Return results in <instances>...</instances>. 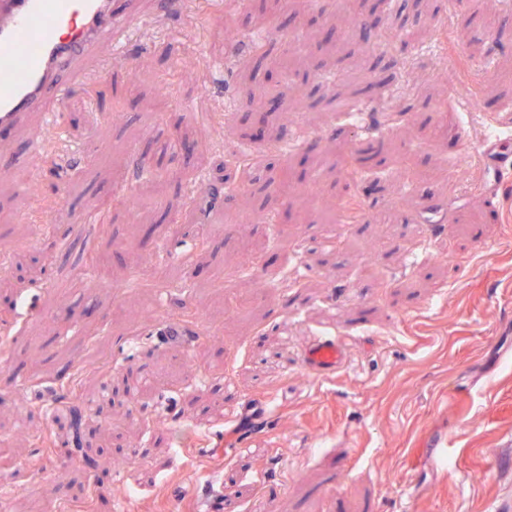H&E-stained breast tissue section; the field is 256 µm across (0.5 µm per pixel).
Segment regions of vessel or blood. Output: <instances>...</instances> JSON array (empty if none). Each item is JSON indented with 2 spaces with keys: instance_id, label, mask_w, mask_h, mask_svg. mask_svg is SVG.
<instances>
[{
  "instance_id": "obj_1",
  "label": "vessel or blood",
  "mask_w": 512,
  "mask_h": 512,
  "mask_svg": "<svg viewBox=\"0 0 512 512\" xmlns=\"http://www.w3.org/2000/svg\"><path fill=\"white\" fill-rule=\"evenodd\" d=\"M113 6L114 0H0V127L32 116L50 126L52 106L65 90L61 74L91 58L100 41L145 26L139 17L116 19ZM344 360L340 337L316 336L301 364L323 379Z\"/></svg>"
}]
</instances>
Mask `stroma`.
Returning a JSON list of instances; mask_svg holds the SVG:
<instances>
[{"mask_svg": "<svg viewBox=\"0 0 512 512\" xmlns=\"http://www.w3.org/2000/svg\"><path fill=\"white\" fill-rule=\"evenodd\" d=\"M116 0L147 18L117 53L101 43L86 86L70 88L47 146L34 125L0 130V159L40 171L38 192L0 174V480L9 512H494L512 502V184L491 189L484 125L458 122L459 74L436 62L441 29L489 67L478 89L512 131V0H390L378 48L345 10L302 0ZM238 34L223 72L207 61ZM273 42L253 75L257 36ZM122 119H113V100ZM369 104L363 120L346 115ZM194 156L172 153L177 133ZM369 148L378 174L351 177ZM253 155L246 188L213 202L211 159ZM146 155L169 182L155 203ZM310 192L284 194L283 179ZM139 194L135 207L119 201ZM395 223L374 218L401 194ZM361 222L332 228L345 200ZM89 235H81L84 226ZM378 243L375 270L365 263ZM139 262H132L133 253ZM135 278L139 287H125ZM189 316L208 336L162 333ZM340 336L346 361L318 380L300 366L312 336ZM78 368L81 419H47L54 378ZM273 390L276 419L261 416ZM443 442L431 462L425 449ZM132 458L127 468L117 460Z\"/></svg>", "mask_w": 512, "mask_h": 512, "instance_id": "1", "label": "stroma"}]
</instances>
